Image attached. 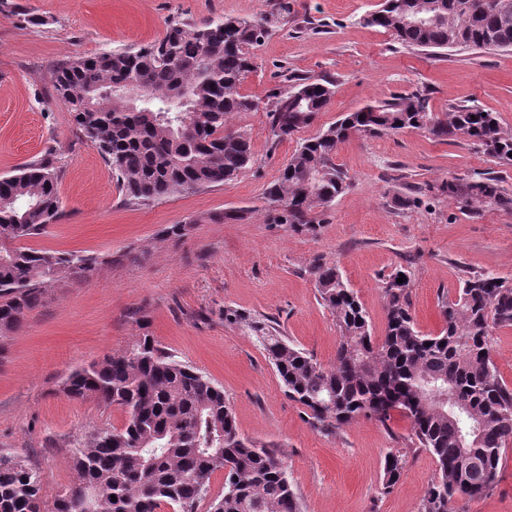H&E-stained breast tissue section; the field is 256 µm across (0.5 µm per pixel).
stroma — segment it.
Instances as JSON below:
<instances>
[{"label": "stroma", "instance_id": "1", "mask_svg": "<svg viewBox=\"0 0 512 512\" xmlns=\"http://www.w3.org/2000/svg\"><path fill=\"white\" fill-rule=\"evenodd\" d=\"M287 2L240 85L262 108L231 119L250 134L254 163L229 183L140 205L126 201L97 149L79 136L54 96V69L138 48L172 20L195 26L227 15L252 18L271 11L274 0H0V176L56 152L63 215L26 244L96 260L88 280L65 277L48 288L43 305L0 345V452L40 468L46 498L75 482V438L125 420L118 406L69 399L63 380L144 334L223 387L240 433L274 445L301 512H418L437 473L434 457L411 443V422L401 412L385 427L359 419L330 436L316 432L284 395L256 341L226 323L224 310L273 320L328 365L340 334L308 274L314 261L338 266L377 335L384 329L381 280L394 270L410 278L412 315L425 333L441 330L438 296L463 278H512V213L488 209L475 217L427 190L476 171L502 177L512 190V166L463 138L440 141L418 130L350 137L335 162L351 186L314 212V231L273 223L260 208L265 187L299 141L373 101L423 90L430 110L445 112L474 100L512 130V50L458 49L430 58L362 23L380 0ZM290 74L331 78L336 93L311 126L274 148L264 107ZM411 196L415 204L402 205ZM246 206L257 209L250 219H225L226 211ZM176 224L183 227L178 237L168 232ZM393 448L405 453L406 464L385 494L383 460ZM458 507L512 512V444L495 492Z\"/></svg>", "mask_w": 512, "mask_h": 512}]
</instances>
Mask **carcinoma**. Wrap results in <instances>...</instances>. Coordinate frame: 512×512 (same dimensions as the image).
Here are the masks:
<instances>
[{
    "label": "carcinoma",
    "mask_w": 512,
    "mask_h": 512,
    "mask_svg": "<svg viewBox=\"0 0 512 512\" xmlns=\"http://www.w3.org/2000/svg\"><path fill=\"white\" fill-rule=\"evenodd\" d=\"M415 14L431 21L413 25ZM363 21L388 31L402 47L433 57L458 47L512 49V0H384ZM276 22L273 12L226 16L200 27L172 22L136 51L58 66L53 89L128 200L146 204L222 185L254 162L249 133L233 128L230 119L259 110V101L239 88L255 68L254 50ZM129 83L149 92L138 107L109 92ZM334 93L333 81L324 78H293L287 89L272 92V144L313 124ZM404 129L440 140L462 137L512 164V130L496 113L475 104L431 112L426 95L417 91L347 112L303 140L263 193L274 223L308 226L315 209L349 189L350 178L334 159L351 136ZM58 179L51 153L0 177V340L44 302L50 282L87 279L94 271L90 257L20 245L61 217ZM430 191L474 216L488 207L512 212V191L483 172L452 177ZM309 274L341 335L329 366L273 326L236 309L224 311L228 324L251 332L307 423L331 435L360 417L385 425L399 410L411 420L415 444L438 468L419 512H454L460 498L492 494L512 442V387L492 358L493 329L512 327V279L481 273L463 280L455 296L442 293L443 327L425 334L411 314L410 281L397 283L395 271L382 280L385 328L376 337L337 266L317 261ZM62 390L74 400L123 408V425L72 442L76 482L51 501L42 493L38 467L0 454V512H198L203 501L206 512H300L283 463L270 446L240 434L223 388L165 352L154 337L140 336L130 349L76 368ZM404 465L400 451L385 455L382 493L398 484ZM221 470L224 486L213 496L211 477Z\"/></svg>",
    "instance_id": "obj_1"
}]
</instances>
